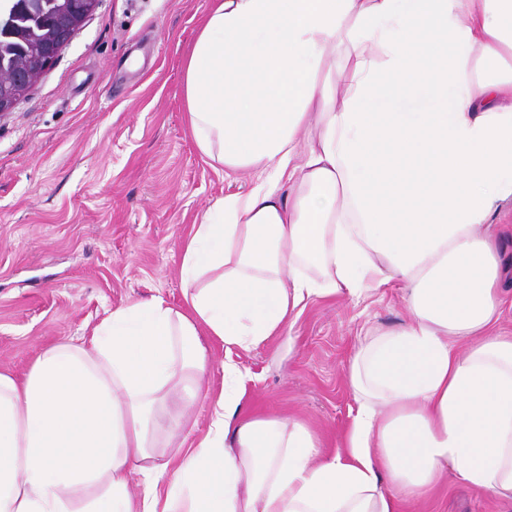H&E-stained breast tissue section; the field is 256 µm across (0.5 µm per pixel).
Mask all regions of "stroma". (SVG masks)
I'll return each instance as SVG.
<instances>
[{"mask_svg": "<svg viewBox=\"0 0 512 512\" xmlns=\"http://www.w3.org/2000/svg\"><path fill=\"white\" fill-rule=\"evenodd\" d=\"M215 0H99L30 93L0 116V371L89 338L113 308L183 305L182 246L245 173L210 164L190 132L183 61ZM397 289L315 298L255 349L207 337L205 396L184 449L208 430L230 359L250 375L245 413L304 421L323 452L345 444L356 403L347 366L367 329L397 327ZM396 512H512V499L447 479Z\"/></svg>", "mask_w": 512, "mask_h": 512, "instance_id": "1", "label": "stroma"}]
</instances>
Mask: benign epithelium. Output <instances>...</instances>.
Returning a JSON list of instances; mask_svg holds the SVG:
<instances>
[{"label": "benign epithelium", "instance_id": "1", "mask_svg": "<svg viewBox=\"0 0 512 512\" xmlns=\"http://www.w3.org/2000/svg\"><path fill=\"white\" fill-rule=\"evenodd\" d=\"M97 3L98 0H68L70 8L50 16V23L57 31L56 39L35 43L28 61L12 68L10 75L0 77L1 115L13 108L40 79ZM42 5L43 0H9L7 7L0 11V39L23 40L24 29H15V20L22 16L41 17Z\"/></svg>", "mask_w": 512, "mask_h": 512}]
</instances>
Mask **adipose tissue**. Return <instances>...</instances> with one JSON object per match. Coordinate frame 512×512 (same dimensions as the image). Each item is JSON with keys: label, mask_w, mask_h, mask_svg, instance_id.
Instances as JSON below:
<instances>
[{"label": "adipose tissue", "mask_w": 512, "mask_h": 512, "mask_svg": "<svg viewBox=\"0 0 512 512\" xmlns=\"http://www.w3.org/2000/svg\"><path fill=\"white\" fill-rule=\"evenodd\" d=\"M184 96L202 155L252 185L194 225L182 308L117 307L24 378L0 372V512H393L450 473L512 495V269L488 224L512 202V0H218ZM388 287L409 319L367 330L347 368L345 452L243 414L227 360L172 467L167 404L200 398L203 335L256 348L310 299Z\"/></svg>", "instance_id": "adipose-tissue-1"}]
</instances>
